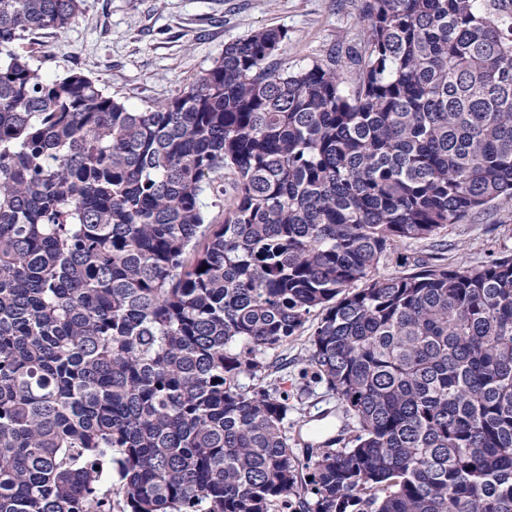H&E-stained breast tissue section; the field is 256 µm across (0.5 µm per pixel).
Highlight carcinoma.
<instances>
[{"mask_svg": "<svg viewBox=\"0 0 512 512\" xmlns=\"http://www.w3.org/2000/svg\"><path fill=\"white\" fill-rule=\"evenodd\" d=\"M82 2L0 0V512H512V254L377 275L512 200V0H361L352 88L262 29L142 111L28 50ZM314 312L352 428L299 456ZM431 245V241H424L399 247L395 253L391 254L379 265L378 275L389 276L392 274H399L407 269L408 265H404L406 257H408L410 264H412L413 260L416 258H425L433 250ZM319 318L312 316L301 336L288 342L268 359L274 367L269 371L266 384L279 385L282 390H287L290 402L295 406L288 415V430L293 438L291 448H295L299 455L305 453L308 443L336 439L342 432H347L344 428L347 429L348 422L343 415L341 401L323 383H315L301 372L303 360L308 355V337Z\"/></svg>", "mask_w": 512, "mask_h": 512, "instance_id": "1", "label": "carcinoma"}]
</instances>
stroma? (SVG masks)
<instances>
[{
	"mask_svg": "<svg viewBox=\"0 0 512 512\" xmlns=\"http://www.w3.org/2000/svg\"><path fill=\"white\" fill-rule=\"evenodd\" d=\"M360 0H84L63 36L40 34L35 56L51 74L83 72L108 94L134 109L171 98L219 59L225 45L261 28L286 30L276 55L296 69L335 54L352 74L362 41ZM440 240L448 262L467 266L512 253V200H497L483 219L450 225ZM305 335L270 355L268 384L287 390L292 448L336 438L347 425L343 406L324 384L302 373Z\"/></svg>",
	"mask_w": 512,
	"mask_h": 512,
	"instance_id": "obj_1",
	"label": "stroma"
}]
</instances>
